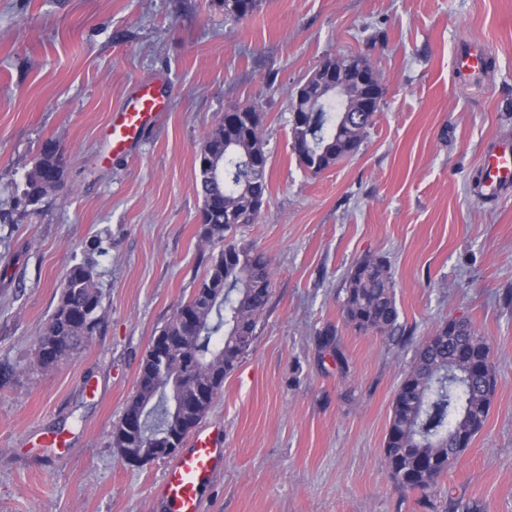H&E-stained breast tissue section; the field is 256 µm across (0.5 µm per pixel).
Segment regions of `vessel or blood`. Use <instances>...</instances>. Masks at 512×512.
Wrapping results in <instances>:
<instances>
[{
    "instance_id": "b4317fda",
    "label": "vessel or blood",
    "mask_w": 512,
    "mask_h": 512,
    "mask_svg": "<svg viewBox=\"0 0 512 512\" xmlns=\"http://www.w3.org/2000/svg\"><path fill=\"white\" fill-rule=\"evenodd\" d=\"M490 67V52L485 41L471 39L454 53L452 68L460 87L483 82ZM160 91L147 89L130 107L115 114L106 135L114 153L124 152L140 133L165 110ZM478 191L497 200L512 195V138H493L479 162ZM224 461V439L219 431L202 428L194 435L190 448L170 462L159 490L170 512H201L203 487Z\"/></svg>"
}]
</instances>
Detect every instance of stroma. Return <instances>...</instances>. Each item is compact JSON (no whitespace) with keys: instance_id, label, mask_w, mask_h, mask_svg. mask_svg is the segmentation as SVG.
<instances>
[{"instance_id":"obj_1","label":"stroma","mask_w":512,"mask_h":512,"mask_svg":"<svg viewBox=\"0 0 512 512\" xmlns=\"http://www.w3.org/2000/svg\"><path fill=\"white\" fill-rule=\"evenodd\" d=\"M484 39L481 85L455 47ZM366 55L384 87L359 151L320 174L292 149L289 94L329 56ZM145 83L167 109L123 155L100 134ZM263 114L269 193L240 238L271 261L255 339L204 419L224 464L202 512H512V198L482 201L478 161L512 134V0H261L235 27L218 0H0V512H165L159 458L111 446L153 337L202 272L194 158L232 106ZM64 184L28 206L45 140ZM387 257L403 333L362 334L350 268ZM91 263L105 323L25 371L69 266ZM449 319L491 344L490 413L434 493L400 488L383 448L415 348ZM334 329L331 346L320 334ZM67 447L50 445L54 436ZM490 67V52L481 39H470L454 53L452 68L459 87L483 82Z\"/></svg>"}]
</instances>
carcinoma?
<instances>
[{
	"instance_id": "obj_1",
	"label": "carcinoma",
	"mask_w": 512,
	"mask_h": 512,
	"mask_svg": "<svg viewBox=\"0 0 512 512\" xmlns=\"http://www.w3.org/2000/svg\"><path fill=\"white\" fill-rule=\"evenodd\" d=\"M260 0H220L224 23L238 25L258 8ZM336 80V58H326L291 92L292 109L302 120L291 123L292 148L300 165L319 174L358 152L353 138L364 139L374 126L375 112L339 111L330 98L317 112L306 111L312 93ZM237 148L224 152V139ZM58 143H43L25 174L23 196L33 206L64 183L65 162ZM262 115L242 107L233 121L214 126L195 156V185L201 198L200 237L218 243L205 256V267L191 295L177 310L195 317L199 330L186 336L172 316L153 337L178 336L166 366L154 362L149 347L139 364L136 390L112 429L111 445L158 448L175 437L174 448L205 418L214 399L250 349L271 292L270 259L253 245L236 239V228L257 223L269 192ZM344 321L362 334L393 336L400 328L395 281L383 256L357 261L347 275L341 303ZM103 321V297L93 269L76 263L67 269L57 304L34 344L27 369H48L88 344ZM195 397V408L172 417L173 386ZM495 391L491 345L467 321L451 319L415 351L412 365L395 395L383 454L393 480L403 489L424 493L436 488L465 449L448 441L462 429L471 444L488 418Z\"/></svg>"
}]
</instances>
